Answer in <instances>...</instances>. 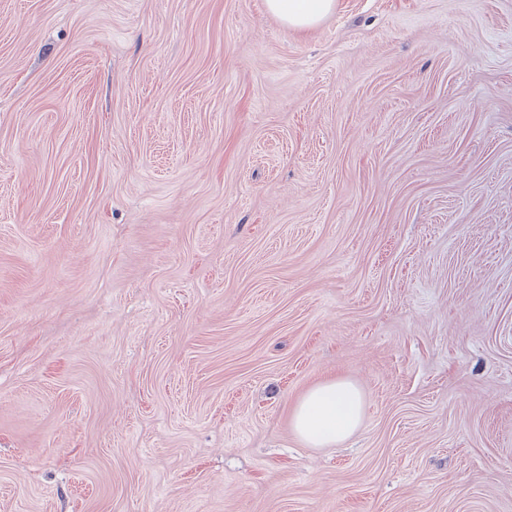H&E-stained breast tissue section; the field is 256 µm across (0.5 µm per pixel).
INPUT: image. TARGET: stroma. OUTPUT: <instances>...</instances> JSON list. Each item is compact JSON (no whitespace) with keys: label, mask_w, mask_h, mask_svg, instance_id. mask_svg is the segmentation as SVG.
Instances as JSON below:
<instances>
[{"label":"stroma","mask_w":512,"mask_h":512,"mask_svg":"<svg viewBox=\"0 0 512 512\" xmlns=\"http://www.w3.org/2000/svg\"><path fill=\"white\" fill-rule=\"evenodd\" d=\"M0 512H512V0H0ZM268 11L292 29L317 26L335 8V0H266ZM363 421V395L345 379H328L310 388L291 411L296 436L309 447L335 445L356 433Z\"/></svg>","instance_id":"35a3bbf8"}]
</instances>
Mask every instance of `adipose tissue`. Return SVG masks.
Listing matches in <instances>:
<instances>
[{"mask_svg":"<svg viewBox=\"0 0 512 512\" xmlns=\"http://www.w3.org/2000/svg\"><path fill=\"white\" fill-rule=\"evenodd\" d=\"M268 11L292 29L317 26L334 9L335 0H265ZM363 421V395L345 379H328L310 388L291 411L296 436L324 448L356 433Z\"/></svg>","mask_w":512,"mask_h":512,"instance_id":"adipose-tissue-1","label":"adipose tissue"}]
</instances>
